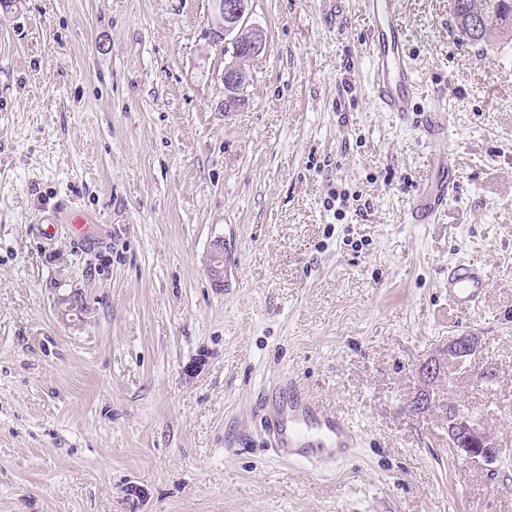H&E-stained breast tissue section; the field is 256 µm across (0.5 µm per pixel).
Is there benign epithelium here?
Returning <instances> with one entry per match:
<instances>
[{"label": "benign epithelium", "mask_w": 512, "mask_h": 512, "mask_svg": "<svg viewBox=\"0 0 512 512\" xmlns=\"http://www.w3.org/2000/svg\"><path fill=\"white\" fill-rule=\"evenodd\" d=\"M214 9L223 16L220 27L210 28L211 40L224 43V53L231 60L224 65L220 80L226 99L224 108L231 109L241 101V92L250 78L245 64L259 57L265 50L267 35L259 27L249 24L250 0H212ZM207 274L216 288L224 287V241L212 243L206 256ZM81 295L71 293L58 298L62 318L81 315ZM477 350V338L473 335L457 336L448 342L447 357H430L421 365L422 388L411 405L414 412H422L440 406L445 410L448 442L455 455L462 461L490 467L501 461L502 448L498 441L482 426L470 411L459 405L443 401L429 384L447 370L448 365L463 367Z\"/></svg>", "instance_id": "7a95c632"}]
</instances>
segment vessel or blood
Listing matches in <instances>:
<instances>
[{
  "mask_svg": "<svg viewBox=\"0 0 512 512\" xmlns=\"http://www.w3.org/2000/svg\"><path fill=\"white\" fill-rule=\"evenodd\" d=\"M362 10L368 22L369 89L376 105L383 112L414 111L418 81L401 0H363ZM421 123L438 148V181L413 201L409 215L413 223L428 224L455 197L458 180L450 151V114L432 108L424 112ZM488 287L486 269L474 261L462 260L448 269V301L462 313L478 308ZM267 422L278 456L290 461L310 460V444L317 434L339 455L357 441L348 420L296 388L291 389L287 405L272 406Z\"/></svg>",
  "mask_w": 512,
  "mask_h": 512,
  "instance_id": "b4317fda",
  "label": "vessel or blood"
}]
</instances>
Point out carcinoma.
<instances>
[{
	"instance_id": "cac0c4a2",
	"label": "carcinoma",
	"mask_w": 512,
	"mask_h": 512,
	"mask_svg": "<svg viewBox=\"0 0 512 512\" xmlns=\"http://www.w3.org/2000/svg\"><path fill=\"white\" fill-rule=\"evenodd\" d=\"M462 40L472 44L512 42V0H452Z\"/></svg>"
}]
</instances>
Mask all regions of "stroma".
Instances as JSON below:
<instances>
[{
	"mask_svg": "<svg viewBox=\"0 0 512 512\" xmlns=\"http://www.w3.org/2000/svg\"><path fill=\"white\" fill-rule=\"evenodd\" d=\"M251 6L267 47L228 112L211 0H0V512H512V45L404 0L417 109L383 112L359 0ZM435 106L459 188L414 224ZM62 205L98 245L39 235ZM463 259L491 275L471 314L448 303ZM468 333L433 389L507 448L494 472L409 410ZM285 376L353 423L349 459L269 449ZM231 266V256L224 249V241L216 240L212 243L206 256L205 267L214 287L224 288L228 280V271Z\"/></svg>",
	"mask_w": 512,
	"mask_h": 512,
	"instance_id": "stroma-1",
	"label": "stroma"
}]
</instances>
